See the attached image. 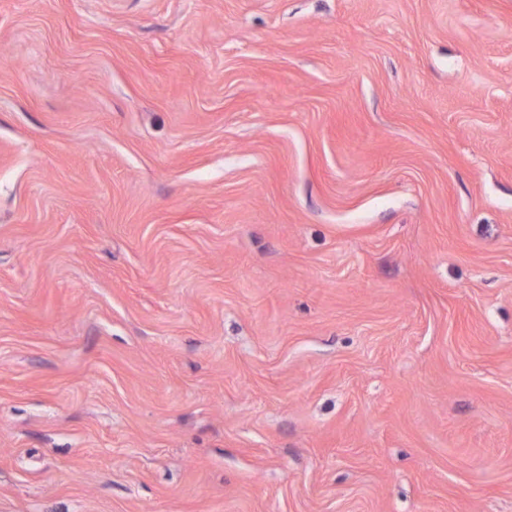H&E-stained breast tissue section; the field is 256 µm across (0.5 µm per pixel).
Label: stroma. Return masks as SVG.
<instances>
[{"instance_id": "stroma-1", "label": "stroma", "mask_w": 512, "mask_h": 512, "mask_svg": "<svg viewBox=\"0 0 512 512\" xmlns=\"http://www.w3.org/2000/svg\"><path fill=\"white\" fill-rule=\"evenodd\" d=\"M0 512H512V0H0Z\"/></svg>"}]
</instances>
